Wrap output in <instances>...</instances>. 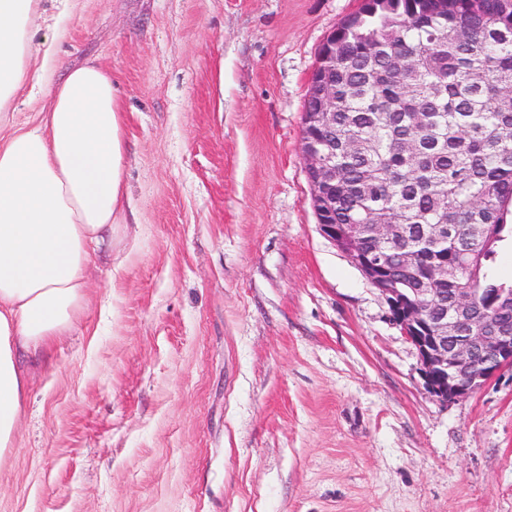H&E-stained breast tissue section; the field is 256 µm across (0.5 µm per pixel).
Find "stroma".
Here are the masks:
<instances>
[{"label":"stroma","mask_w":512,"mask_h":512,"mask_svg":"<svg viewBox=\"0 0 512 512\" xmlns=\"http://www.w3.org/2000/svg\"><path fill=\"white\" fill-rule=\"evenodd\" d=\"M361 0H37L112 76L126 197L33 372L0 512H512V371L444 402L320 232L307 82Z\"/></svg>","instance_id":"obj_1"}]
</instances>
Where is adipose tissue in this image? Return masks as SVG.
<instances>
[{"label": "adipose tissue", "instance_id": "1", "mask_svg": "<svg viewBox=\"0 0 512 512\" xmlns=\"http://www.w3.org/2000/svg\"><path fill=\"white\" fill-rule=\"evenodd\" d=\"M35 0H0V457L21 430L30 380L77 320L93 256L112 244L124 148L110 74L87 62L45 82L33 121L6 110L28 79Z\"/></svg>", "mask_w": 512, "mask_h": 512}]
</instances>
